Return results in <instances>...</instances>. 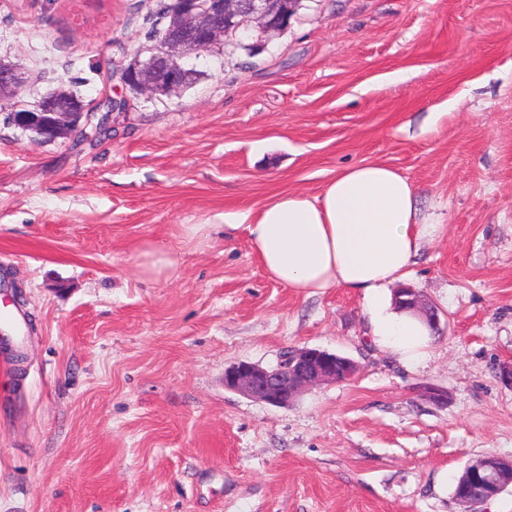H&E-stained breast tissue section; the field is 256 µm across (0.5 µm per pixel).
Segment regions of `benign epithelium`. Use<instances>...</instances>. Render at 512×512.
Wrapping results in <instances>:
<instances>
[{
	"instance_id": "benign-epithelium-1",
	"label": "benign epithelium",
	"mask_w": 512,
	"mask_h": 512,
	"mask_svg": "<svg viewBox=\"0 0 512 512\" xmlns=\"http://www.w3.org/2000/svg\"><path fill=\"white\" fill-rule=\"evenodd\" d=\"M294 7L276 0H177L166 12L167 25L160 43L148 48L149 55L127 66L122 71V82L135 94L151 96L169 93L182 87L189 73L179 63L184 54L204 51L233 35L241 44L255 47L258 42L247 17L252 14L269 18L270 30L288 29ZM67 102L69 111L49 112V103ZM125 98H109L90 111L85 101L65 89L30 108L10 112L4 122L18 128L32 130L41 141H55L62 136L73 138L81 133L89 135L88 125L78 120L92 117L94 112L112 113L123 109ZM396 301L434 325L435 313L422 306L416 289L406 286L397 291ZM356 363L335 353L317 348L288 351L274 368L251 362H239L224 372V387L255 401L283 407L292 402L302 389L326 382H340L353 377ZM466 491L477 488L479 493L468 500L481 504L512 487V458L493 454L479 455L465 466Z\"/></svg>"
}]
</instances>
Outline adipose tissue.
<instances>
[{
	"mask_svg": "<svg viewBox=\"0 0 512 512\" xmlns=\"http://www.w3.org/2000/svg\"><path fill=\"white\" fill-rule=\"evenodd\" d=\"M224 223L246 226L266 275L295 293L362 291L375 340L407 362L424 359L428 324L385 299L389 286L407 277L422 239L437 231L418 221L413 184L401 172L360 163L319 195L282 194L257 211L225 214Z\"/></svg>",
	"mask_w": 512,
	"mask_h": 512,
	"instance_id": "obj_1",
	"label": "adipose tissue"
}]
</instances>
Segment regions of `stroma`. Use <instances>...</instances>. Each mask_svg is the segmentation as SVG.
<instances>
[{
    "mask_svg": "<svg viewBox=\"0 0 512 512\" xmlns=\"http://www.w3.org/2000/svg\"><path fill=\"white\" fill-rule=\"evenodd\" d=\"M164 25L157 0H0L26 77L0 113L126 94ZM180 63L192 84L129 96L100 140L0 122V300L21 290L25 336L23 364L0 350V512H463L467 462L512 457V0H301L258 50ZM372 161L440 227L405 279L438 316L417 366L362 292L296 294L224 230ZM303 347L358 370L285 408L225 389Z\"/></svg>",
    "mask_w": 512,
    "mask_h": 512,
    "instance_id": "35a3bbf8",
    "label": "stroma"
}]
</instances>
